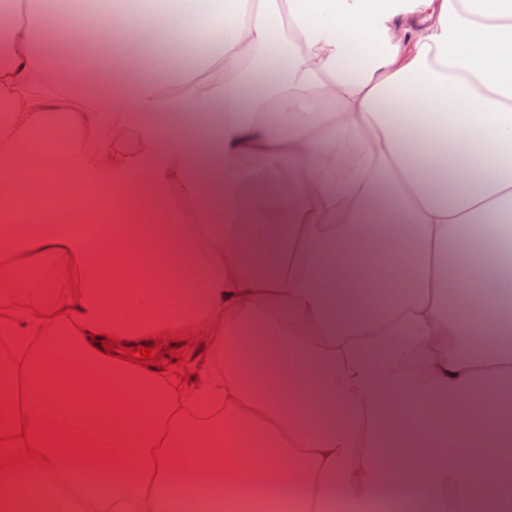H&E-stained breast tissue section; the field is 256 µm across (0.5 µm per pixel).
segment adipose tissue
<instances>
[{
  "label": "adipose tissue",
  "instance_id": "ef3b65f1",
  "mask_svg": "<svg viewBox=\"0 0 512 512\" xmlns=\"http://www.w3.org/2000/svg\"><path fill=\"white\" fill-rule=\"evenodd\" d=\"M0 144V395L119 453L1 471L0 512L57 471L86 512H512V0H0ZM179 189L204 236L149 225ZM95 203L141 221L87 237Z\"/></svg>",
  "mask_w": 512,
  "mask_h": 512
}]
</instances>
